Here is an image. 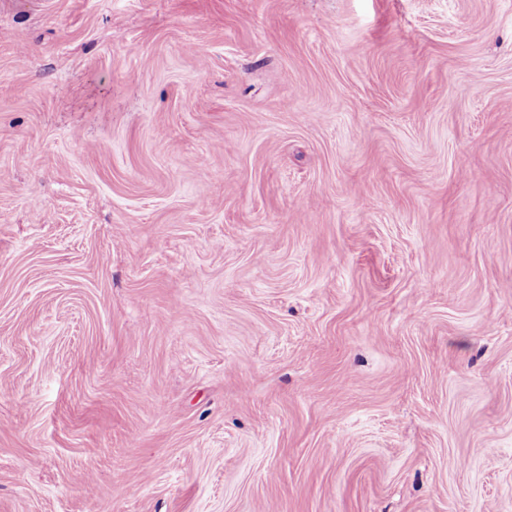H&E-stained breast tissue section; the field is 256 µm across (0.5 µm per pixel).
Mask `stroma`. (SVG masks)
<instances>
[{"label": "stroma", "mask_w": 512, "mask_h": 512, "mask_svg": "<svg viewBox=\"0 0 512 512\" xmlns=\"http://www.w3.org/2000/svg\"><path fill=\"white\" fill-rule=\"evenodd\" d=\"M512 512V0H0V512Z\"/></svg>", "instance_id": "obj_1"}]
</instances>
